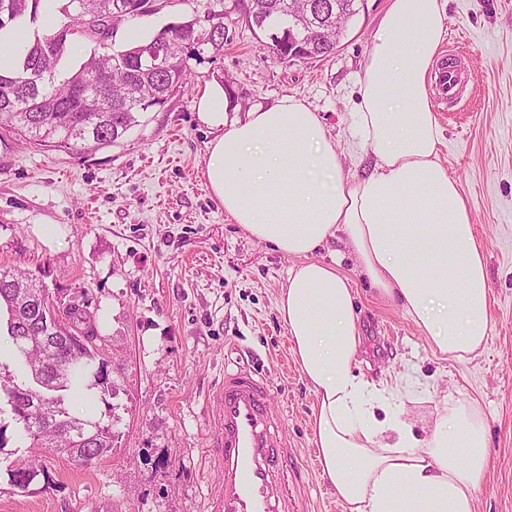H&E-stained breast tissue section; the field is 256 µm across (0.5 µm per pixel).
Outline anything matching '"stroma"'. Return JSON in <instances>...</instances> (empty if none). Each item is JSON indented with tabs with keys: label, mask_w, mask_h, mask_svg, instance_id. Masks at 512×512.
Here are the masks:
<instances>
[{
	"label": "stroma",
	"mask_w": 512,
	"mask_h": 512,
	"mask_svg": "<svg viewBox=\"0 0 512 512\" xmlns=\"http://www.w3.org/2000/svg\"><path fill=\"white\" fill-rule=\"evenodd\" d=\"M388 5L362 0L329 57L283 61L237 0H169L156 14L121 21L116 48L129 27L150 35L215 11L225 15L224 50L188 59L185 90L142 113L116 143L76 152L0 129V268L29 273L65 299H88L114 391L72 407L112 418L118 435L89 465L40 452L45 472L21 490L10 473L30 452L11 413H0V512H211L223 486L211 394L234 361L254 364L272 387L295 448L300 505L344 512L320 476L316 398L278 314L293 260L234 224L213 198L202 169L217 131L195 105L216 81L233 94L229 123L282 97L301 99L351 168L357 82ZM445 12L439 56L458 59L471 78L459 101L431 106L445 136L441 157L486 253L488 340L470 362L443 359L360 279L358 358L365 378L400 392L418 431L445 392L479 398L491 463L475 512H512V0H445ZM47 226L56 237L43 235Z\"/></svg>",
	"instance_id": "35a3bbf8"
}]
</instances>
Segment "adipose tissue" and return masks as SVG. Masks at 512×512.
Segmentation results:
<instances>
[{"label":"adipose tissue","instance_id":"adipose-tissue-1","mask_svg":"<svg viewBox=\"0 0 512 512\" xmlns=\"http://www.w3.org/2000/svg\"><path fill=\"white\" fill-rule=\"evenodd\" d=\"M441 0H391L359 78L356 136L369 171L344 170L317 114L293 97L225 123L220 83L199 97L217 128L203 175L234 223L295 263L278 300L302 376L316 396L320 474L346 512H475L490 466L484 409L446 393L423 436L399 407L377 408L356 372L362 344L351 278L315 260L344 235L356 270L398 305L443 358L479 355L490 330L485 251L441 159L426 78L445 34ZM29 26L0 29V75L18 69Z\"/></svg>","mask_w":512,"mask_h":512}]
</instances>
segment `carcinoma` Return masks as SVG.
Returning <instances> with one entry per match:
<instances>
[{
	"instance_id": "cac0c4a2",
	"label": "carcinoma",
	"mask_w": 512,
	"mask_h": 512,
	"mask_svg": "<svg viewBox=\"0 0 512 512\" xmlns=\"http://www.w3.org/2000/svg\"><path fill=\"white\" fill-rule=\"evenodd\" d=\"M14 13L0 15V28L19 21L36 22L42 0H12ZM147 0H62L63 20L59 27L35 34L21 67L0 78V126L16 129L41 146L66 150L99 147L116 142L138 123V114L162 106L172 93L188 84L186 58H215L224 50V14L209 13L173 22L151 37L120 50L113 48L112 23L137 16L138 6ZM313 30V48L307 58L328 56L336 49V10L356 13L358 0H308ZM246 23L279 40L288 34V0H252L244 9ZM80 39L95 48L79 68L66 73L60 65L72 45ZM161 42L173 54L169 66L159 68L148 49ZM103 82L112 93V111L92 112L88 100L95 85ZM40 286V281L24 273L0 269V335L12 347L16 371L0 374V396L15 390L40 393L36 404L58 423V432L37 430L31 412L16 418L30 448L50 449L82 464L105 456L114 448V422H103L91 414L71 411L68 392L80 387L113 389L107 361L75 347L60 355L58 365L44 374L51 388L43 390L35 382L42 356L24 341L37 332L8 329L10 314L22 307L19 298ZM73 326L95 335L92 315L86 307H73Z\"/></svg>"
}]
</instances>
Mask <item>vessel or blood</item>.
I'll list each match as a JSON object with an SVG mask.
<instances>
[{"instance_id": "1", "label": "vessel or blood", "mask_w": 512, "mask_h": 512, "mask_svg": "<svg viewBox=\"0 0 512 512\" xmlns=\"http://www.w3.org/2000/svg\"><path fill=\"white\" fill-rule=\"evenodd\" d=\"M466 77L455 69L437 73L440 101L458 99ZM271 388L262 372L236 363L224 370L213 393L217 406L216 455L223 467V489L213 512H287L277 477L288 466V444L281 417L270 405Z\"/></svg>"}]
</instances>
